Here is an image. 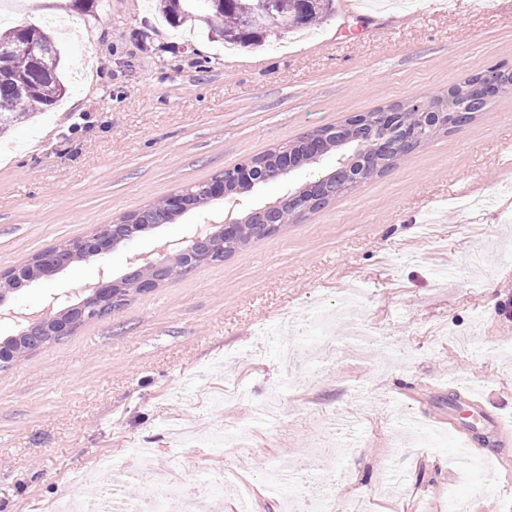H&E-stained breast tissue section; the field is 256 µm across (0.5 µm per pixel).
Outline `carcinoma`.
Wrapping results in <instances>:
<instances>
[{
  "label": "carcinoma",
  "mask_w": 512,
  "mask_h": 512,
  "mask_svg": "<svg viewBox=\"0 0 512 512\" xmlns=\"http://www.w3.org/2000/svg\"><path fill=\"white\" fill-rule=\"evenodd\" d=\"M333 5L334 0H161L160 9L172 27L194 18L205 22L207 31L226 43L251 45L259 41L263 33L274 29L288 31L318 23L331 15ZM32 32L44 43L45 51L39 56L18 53L8 68L0 69V131L11 126L17 116L52 110L65 95L64 58L54 38L42 27L35 23L29 28L21 25L14 27L0 33V42L25 37ZM480 80L496 82L501 92L512 89V71L493 67L483 75L473 76L452 86L444 97L432 98L417 107L410 103L393 106L399 112L395 124L375 123L367 114L352 117L333 128L325 127L317 134L322 136L325 148L333 147L341 152L340 160L346 166H359L368 178L390 168L417 147L431 141L436 134L448 131L434 116L428 122L425 136L409 148L401 146L405 131L420 124L421 113L455 112L460 115L459 125H467L475 113L486 107L480 90L469 88V85ZM313 160L314 157L306 153L299 140L284 150L256 157L252 162L275 178L298 166L310 165ZM352 188V181L338 172L322 177L282 199L269 215V220L274 224H284L301 214L304 208L316 210ZM205 196L206 185L190 187L185 190L180 208L172 210L163 203L153 205L126 217L125 223L118 228V234L125 238L156 224H168L179 213L195 209ZM254 219L253 215L246 219L237 239L229 240L219 233L198 254L210 250L212 254L206 261H220L242 244L258 238ZM179 272L180 268L171 264L162 273L150 267L125 278L120 286L111 285V288L122 289V294L126 296L132 290L141 291L140 284L145 279L163 276L169 280ZM85 314H96L90 299L81 307L66 309L60 318L77 326ZM51 340L53 337L49 335L46 325L32 326L26 333L4 341L8 361L0 362V367L8 366L20 354L37 349Z\"/></svg>",
  "instance_id": "carcinoma-1"
}]
</instances>
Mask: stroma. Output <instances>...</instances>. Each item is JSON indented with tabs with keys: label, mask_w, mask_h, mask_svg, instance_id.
<instances>
[{
	"label": "stroma",
	"mask_w": 512,
	"mask_h": 512,
	"mask_svg": "<svg viewBox=\"0 0 512 512\" xmlns=\"http://www.w3.org/2000/svg\"><path fill=\"white\" fill-rule=\"evenodd\" d=\"M68 21L79 36L62 43V102L0 131V273L318 129L512 70V0H336L310 32L257 50L160 24L153 0H72ZM335 165L257 185L239 210ZM212 211L28 283L5 306L80 303L100 271L122 278L135 254L191 239ZM354 282L361 299L332 319L330 355L284 364L280 344ZM455 378L512 431V91L270 236L0 369V512H50L73 488L91 500L110 483L129 498L151 479L135 448L187 481L222 482V512L243 492L255 512H283L263 482L272 467L309 470L340 510L367 496L371 512H448L452 499L512 512V446L462 411L449 427ZM273 399L281 419L243 447L173 440V426L232 429ZM340 421L353 447L309 459Z\"/></svg>",
	"instance_id": "1"
}]
</instances>
